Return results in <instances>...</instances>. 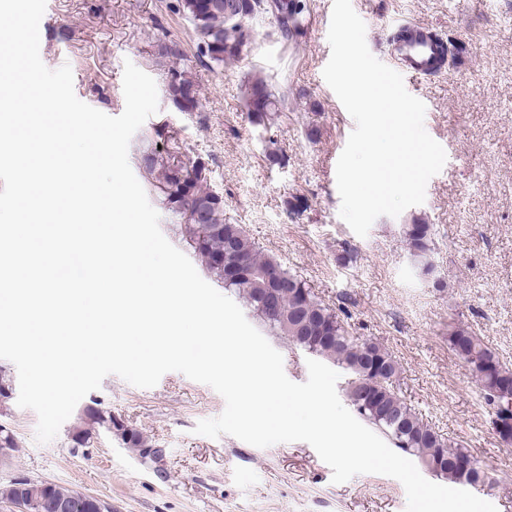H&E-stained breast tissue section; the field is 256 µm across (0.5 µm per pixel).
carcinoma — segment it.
Instances as JSON below:
<instances>
[{"instance_id":"1","label":"carcinoma","mask_w":512,"mask_h":512,"mask_svg":"<svg viewBox=\"0 0 512 512\" xmlns=\"http://www.w3.org/2000/svg\"><path fill=\"white\" fill-rule=\"evenodd\" d=\"M193 26L199 55L215 67L238 59L252 38L251 21L268 13L285 39L303 23L306 0H178ZM166 98L179 112H196L199 93L182 73L174 71ZM244 105L251 121L261 125L279 111V100L268 82H247ZM137 160L147 175L149 192L184 228L187 243L206 270L277 335H284L307 353L333 362L348 375L345 395L356 413L402 452L415 457L429 473L478 489L485 467L464 446L444 437L423 421L396 391V358L383 346L352 335L344 319L321 302L307 283L273 256H264L238 224L224 219V196L211 185V170L203 159L184 161L174 133L165 123L154 125ZM403 234L412 256L427 274L433 238L429 224H405ZM246 264L244 274L231 277L217 264L218 256ZM275 293L280 314L270 315L263 294ZM454 355L469 368L495 413L512 419V365L502 360L483 337L467 327L449 333ZM89 419L112 427L128 448H144L141 432L102 411L89 409Z\"/></svg>"}]
</instances>
